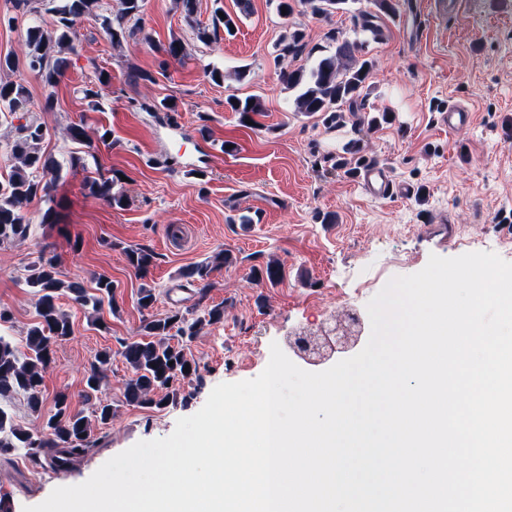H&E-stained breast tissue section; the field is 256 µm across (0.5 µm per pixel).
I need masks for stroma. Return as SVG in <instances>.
Here are the masks:
<instances>
[{
  "mask_svg": "<svg viewBox=\"0 0 512 512\" xmlns=\"http://www.w3.org/2000/svg\"><path fill=\"white\" fill-rule=\"evenodd\" d=\"M392 3L393 12L379 16L377 40L356 35L348 13L325 19L298 2L283 17L278 0H252L253 12L239 18L234 36L205 44L196 40V27H212L219 9L237 15L235 0H196L189 20L177 0H143L136 38L115 45L104 20L114 17L117 0H101L97 15L77 20V52L50 87L26 68L30 13L16 0H0V16L10 19L0 25V55L14 57L29 113L48 130L42 150L62 167L50 198L25 206L28 238L0 245V310L8 315L0 335L24 347L38 321L37 298L24 278L39 256L54 258L63 279L86 289L100 274L114 284L113 304L97 313L59 295L72 334L54 348L40 413H31L23 395L0 396V408L30 431L42 429L61 392L84 415L99 401L116 411L95 427L96 446L70 469L49 468L44 454L24 448L0 456V498L12 512L86 481L138 441L170 435L215 386L260 375L271 343L289 350L296 334L323 337L355 314L360 332L329 361L357 354L371 334L368 302L391 278L422 270L430 255L490 251L512 262V0H464L461 13L449 18L436 13L434 0ZM290 28L301 30L310 47L326 46V33L338 30L359 39L358 58L373 62L363 106L344 110L336 127L288 108L280 73L294 61L281 55L279 40ZM174 37L191 47L185 62L164 59L162 48ZM211 65L223 68V83L210 80ZM239 66L250 68V83L235 81ZM102 71L112 77L109 87L98 83ZM145 72L150 80H142ZM88 89L99 90L97 102L86 99ZM232 95L262 99L256 125H243L228 109ZM48 98L54 104L46 112ZM170 98L176 111L161 107ZM452 102L472 112L471 124L440 125L439 113ZM78 122L89 136L81 144L66 135ZM106 130L111 138L104 142ZM354 141L360 148L352 152ZM74 155L83 167L71 168ZM373 161L388 167L396 184L413 186L414 195H367L357 173ZM102 175L113 178L122 205L89 194L86 181ZM50 208L56 220L43 223ZM444 224L452 225V236L441 232ZM129 248L153 254L147 276L129 266ZM221 250L238 262L215 268L208 287L182 277L183 269ZM271 260L283 264V278L249 283L251 267ZM145 284L158 294L147 312L137 305ZM218 304L223 322L184 344L198 366L180 383L186 403L161 410L126 404L132 371L119 351L139 338L144 319L176 308L197 316ZM95 313L102 326L91 324ZM105 349L113 353L106 378L98 392L87 393L89 365Z\"/></svg>",
  "mask_w": 512,
  "mask_h": 512,
  "instance_id": "stroma-1",
  "label": "stroma"
}]
</instances>
